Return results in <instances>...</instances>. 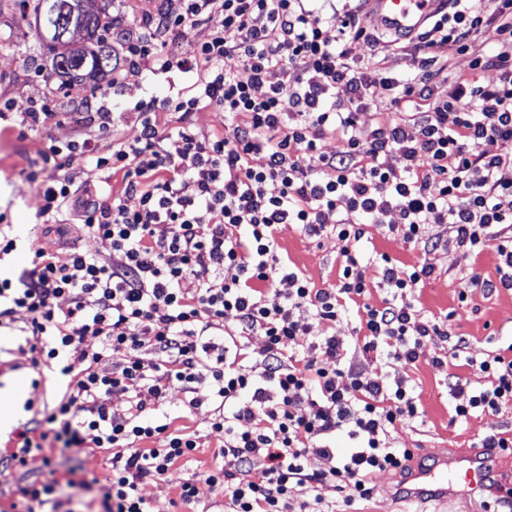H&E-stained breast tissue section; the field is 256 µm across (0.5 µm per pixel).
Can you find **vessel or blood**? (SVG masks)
Returning <instances> with one entry per match:
<instances>
[{"instance_id": "1", "label": "vessel or blood", "mask_w": 512, "mask_h": 512, "mask_svg": "<svg viewBox=\"0 0 512 512\" xmlns=\"http://www.w3.org/2000/svg\"><path fill=\"white\" fill-rule=\"evenodd\" d=\"M439 0H369L370 13L382 26L400 34L415 33L433 13ZM407 496L416 499L438 498L468 505L478 498H491L500 506L512 507V487L494 485L486 461L476 455L454 461L438 456L436 463L416 470L409 477Z\"/></svg>"}]
</instances>
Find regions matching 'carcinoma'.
<instances>
[{"mask_svg": "<svg viewBox=\"0 0 512 512\" xmlns=\"http://www.w3.org/2000/svg\"><path fill=\"white\" fill-rule=\"evenodd\" d=\"M83 0H37L35 9L46 5L43 20L38 22L40 35L51 44H68L66 32L79 28L84 31L83 44L56 56L55 66L73 75L87 71L105 80L97 84L106 93L112 89V19L105 13L88 15L82 7Z\"/></svg>", "mask_w": 512, "mask_h": 512, "instance_id": "cac0c4a2", "label": "carcinoma"}]
</instances>
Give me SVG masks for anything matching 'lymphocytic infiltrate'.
<instances>
[{
    "mask_svg": "<svg viewBox=\"0 0 512 512\" xmlns=\"http://www.w3.org/2000/svg\"><path fill=\"white\" fill-rule=\"evenodd\" d=\"M133 23L120 35L124 65L113 82L129 71H176L185 85L128 114L85 90L98 104L94 120L112 135L111 152L99 155L85 139L45 154L54 172L41 181V217L80 216L101 250L48 252L32 241L28 268L0 275V328L26 311L31 364L64 387L20 433V446L0 456V471L51 439L110 452L102 512H151L139 492L146 482L176 487L186 507L223 490L224 512H336L320 493L327 482L344 506L370 499L376 473L405 471L412 459L394 435L420 418V401L403 379L382 386L348 361L336 324L350 301L363 357L412 365L428 341L449 339L464 365L488 374L486 387L449 378L454 420L512 402V344L474 361L467 337L419 317L413 293L432 268L400 267L384 253L375 271L386 296L371 304L357 250L371 224L433 247L430 226L446 224L464 257L496 250L497 285L512 291V0H444L412 43L418 66L406 78L352 64V43L383 48L362 7L340 9L335 0H181L178 12ZM152 26L171 39L202 26L208 37L174 58L139 36ZM487 36L495 51L472 55L470 68L496 71V82L460 78L447 98H434L444 69L433 48L469 53ZM233 56L248 79L225 67ZM378 84L398 117L365 128L359 115L375 109ZM341 85L347 98L336 95ZM204 108L222 113L225 132L194 128L188 117ZM128 120L138 129L131 141L118 132ZM329 136L339 146L326 153ZM270 182L278 193H267ZM90 183L94 198H80ZM394 210L401 224H386ZM289 224L310 239L343 241L338 286L314 287L280 259L277 236ZM256 333L265 344L255 368L244 341ZM87 336L98 337L96 348L84 347ZM300 338L309 339L307 351L287 352ZM104 359L110 370L99 369ZM177 388L189 393L188 407H211V429L224 438L221 464L199 480L174 471L199 446L166 420ZM119 391L128 397L121 413L110 405ZM340 433L351 442L342 454L333 446ZM257 468L265 475L258 483L249 478Z\"/></svg>",
    "mask_w": 512,
    "mask_h": 512,
    "instance_id": "lymphocytic-infiltrate-1",
    "label": "lymphocytic infiltrate"
}]
</instances>
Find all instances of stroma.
I'll return each instance as SVG.
<instances>
[{
    "label": "stroma",
    "instance_id": "stroma-1",
    "mask_svg": "<svg viewBox=\"0 0 512 512\" xmlns=\"http://www.w3.org/2000/svg\"><path fill=\"white\" fill-rule=\"evenodd\" d=\"M494 48L491 41H478L473 43L470 53L452 56L447 45L435 46L434 56L448 64V78L434 86V98H447L449 81L470 77L472 54L490 52ZM55 55L54 49L41 43L33 10H21L16 0H0V100H12L22 107L35 101L55 114L47 129L10 128L0 133V214L5 217L7 233L19 238L16 251L0 260V270L12 274L28 267L27 242L31 239L49 252L67 244L90 252L101 248L81 221L72 218L57 228L43 222L39 216L43 201L38 180L52 172L43 160V153L50 144L88 138L101 155L109 154L112 145L110 134L98 130L88 114L75 111L73 97L67 94L64 79L55 70ZM179 80L176 74L131 73L121 85L113 87L107 104L112 111L128 112L142 99L171 96L172 87ZM386 221V227H369L363 241V257L378 252L389 255L401 266H430L432 275L415 293L420 317L432 323H447L451 332L467 336L470 355L475 361L474 366H460L451 343L435 340L428 342L416 365L405 367L400 373L412 381L425 417L422 423L404 428L397 441L400 447L413 450L411 467L427 468L435 462L434 451L456 456L475 449L485 436L512 435V404L499 412L478 413L468 422L456 423L452 420V401L448 395V378L452 375L467 378L474 386L487 385L488 377L476 363L487 354L512 344V291L476 290L469 293L466 302H459L461 279L468 269H475L482 277L497 279L496 251L486 249L474 260L463 257L455 249L452 233L445 224L431 228L432 233L441 238V246L426 249L407 242L400 234L388 232V225L400 223L399 213L388 214ZM277 239L281 255L315 287L337 284L342 243L336 237L313 241L288 225ZM26 320L25 313H18L16 329L0 330V390L19 381L25 382L28 402L27 408L19 409L13 431L0 434V454L11 452L17 442V431L61 394L54 379L38 376L31 365L30 353L18 332ZM435 355L442 357L443 366L432 365L431 358ZM184 400L183 391H172L166 412L173 427L194 431L200 446L193 461L179 467L177 475L198 479L214 465L222 438L211 429L210 406L189 410L184 407ZM109 468L108 454L98 449L79 452L64 448L59 442H46L44 454L28 457L24 467L0 477V512H11L10 505L18 499L20 488L36 479L57 480L61 502L58 512H100L98 488L85 487L84 482L94 477L105 478ZM374 482L373 498L355 504L349 512H434L435 502L405 501L404 474L380 473Z\"/></svg>",
    "mask_w": 512,
    "mask_h": 512
}]
</instances>
